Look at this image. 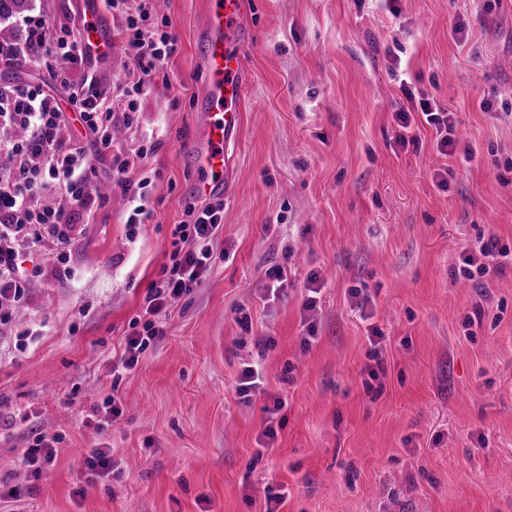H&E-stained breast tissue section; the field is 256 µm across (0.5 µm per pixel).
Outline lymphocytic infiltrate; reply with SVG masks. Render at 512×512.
<instances>
[{"label": "lymphocytic infiltrate", "instance_id": "1", "mask_svg": "<svg viewBox=\"0 0 512 512\" xmlns=\"http://www.w3.org/2000/svg\"><path fill=\"white\" fill-rule=\"evenodd\" d=\"M120 35L129 57V80L123 95L131 110L142 91L144 75L173 53L175 38L149 6L127 14ZM29 37L27 44L0 47V65H11L18 58L33 54L44 60L57 85L70 87V65L83 56L74 38L65 33L55 41H47L39 26L31 29ZM403 94L407 101L418 102L425 123L435 131L438 151L445 156L453 154L456 142L452 112L436 101L416 98L411 89H404ZM77 99L79 116L88 134L111 154L109 169L113 180L123 182L130 169L142 165L143 148L133 142L115 147L112 128L119 115L111 96L100 90L94 76L84 75ZM7 124L26 132L24 138L6 142L12 165L8 171H0V299L17 302L33 280L47 278L49 272L39 265L23 266L9 245L12 236L35 226L57 248H64L75 226L89 223L101 201L88 190L87 157L74 143L69 120L56 97L32 84L0 88V127ZM51 181L64 193V201L50 196L41 204H33V197ZM223 212L224 203L220 200L187 205L186 221L175 225L172 231L170 262L147 288L141 312L130 324L120 358L124 370L137 367L141 355L164 336L171 303L193 293L210 274L216 262L212 244L223 229ZM511 256L512 252L497 240H477L465 248L462 274L504 273Z\"/></svg>", "mask_w": 512, "mask_h": 512}]
</instances>
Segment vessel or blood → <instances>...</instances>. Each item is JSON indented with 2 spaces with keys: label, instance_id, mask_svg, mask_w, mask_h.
I'll return each mask as SVG.
<instances>
[{
  "label": "vessel or blood",
  "instance_id": "vessel-or-blood-1",
  "mask_svg": "<svg viewBox=\"0 0 512 512\" xmlns=\"http://www.w3.org/2000/svg\"><path fill=\"white\" fill-rule=\"evenodd\" d=\"M254 0H207L198 25L196 47L206 73L199 99L200 122L189 156L200 173L198 199L229 195L234 175L228 145L237 139L243 99L250 78L244 51L254 32L249 19ZM84 20L76 34L80 47L96 58L112 55V24L102 0H85Z\"/></svg>",
  "mask_w": 512,
  "mask_h": 512
}]
</instances>
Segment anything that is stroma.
Listing matches in <instances>:
<instances>
[{
	"instance_id": "stroma-1",
	"label": "stroma",
	"mask_w": 512,
	"mask_h": 512,
	"mask_svg": "<svg viewBox=\"0 0 512 512\" xmlns=\"http://www.w3.org/2000/svg\"><path fill=\"white\" fill-rule=\"evenodd\" d=\"M203 2L166 0L175 51L120 134L147 152L124 183L69 114L107 202L0 325V489L22 492L0 512H266L278 494V512H512V272L483 288L458 273L478 236L512 249V0H256L215 266L172 303L165 338L113 376L194 200ZM34 22L76 30L80 0H30L0 31L22 40ZM404 84L453 112L454 155L425 125L400 141ZM141 196L148 216L132 230ZM276 264L291 274L272 300ZM313 272L325 284L308 343ZM353 288L384 332L376 369ZM255 363L265 384L247 403L236 387ZM110 394L123 414L98 423ZM271 396L282 427L263 450ZM39 438L55 450L45 476L20 462ZM99 447L120 474L76 494Z\"/></svg>"
}]
</instances>
